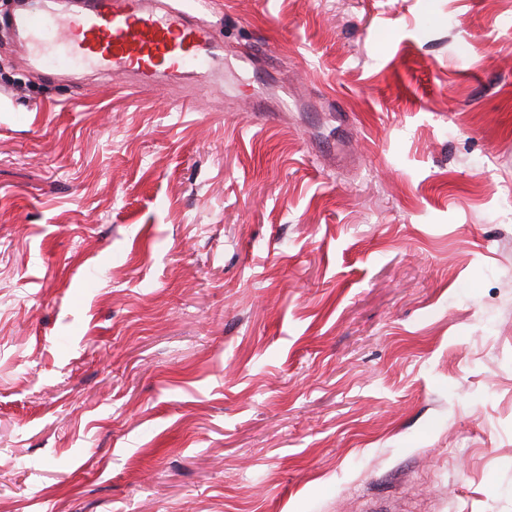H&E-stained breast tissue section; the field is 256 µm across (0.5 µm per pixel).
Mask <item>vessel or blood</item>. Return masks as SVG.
I'll use <instances>...</instances> for the list:
<instances>
[{
	"label": "vessel or blood",
	"instance_id": "b4317fda",
	"mask_svg": "<svg viewBox=\"0 0 512 512\" xmlns=\"http://www.w3.org/2000/svg\"><path fill=\"white\" fill-rule=\"evenodd\" d=\"M20 24L32 44L24 64L52 69L76 62L111 79L130 73L139 88L152 83L158 66L205 67L221 52L204 26L161 9L155 0H96L82 14L37 11Z\"/></svg>",
	"mask_w": 512,
	"mask_h": 512
}]
</instances>
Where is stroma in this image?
I'll return each mask as SVG.
<instances>
[{"label": "stroma", "mask_w": 512, "mask_h": 512, "mask_svg": "<svg viewBox=\"0 0 512 512\" xmlns=\"http://www.w3.org/2000/svg\"><path fill=\"white\" fill-rule=\"evenodd\" d=\"M171 4L136 93L0 0V512H512V0Z\"/></svg>", "instance_id": "obj_1"}]
</instances>
